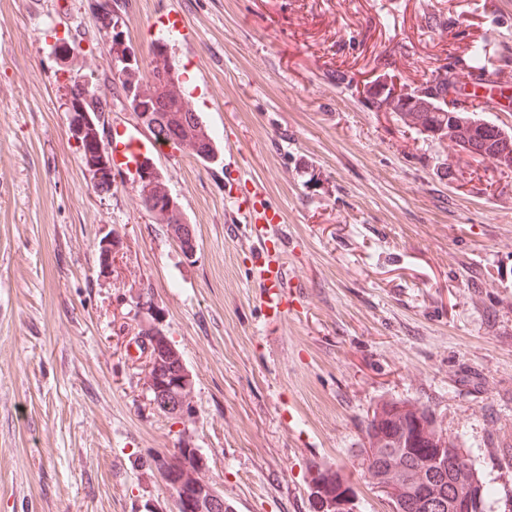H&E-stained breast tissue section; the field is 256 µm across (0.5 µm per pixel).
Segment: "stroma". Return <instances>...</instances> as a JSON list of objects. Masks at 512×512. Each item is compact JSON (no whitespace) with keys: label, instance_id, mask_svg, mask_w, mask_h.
Instances as JSON below:
<instances>
[{"label":"stroma","instance_id":"35a3bbf8","mask_svg":"<svg viewBox=\"0 0 512 512\" xmlns=\"http://www.w3.org/2000/svg\"><path fill=\"white\" fill-rule=\"evenodd\" d=\"M0 0V512H171L153 463L198 448L231 512H314L313 466L356 512H391L358 467L377 402L428 407L512 512V172L465 160L358 94L411 87L488 44L512 86V0ZM179 68L238 177L288 221L290 311L270 325L224 166L155 165L194 227L186 256L139 188L95 180L73 77L111 97L112 39L146 68L162 8ZM112 240V266L99 261ZM182 355L194 418L160 410L142 328ZM318 471L319 476H323L321 482L324 484V495L326 498H333L336 500H329L328 503H325L322 511L327 512H353L354 511V502L356 500V491L353 486L347 488L346 490L342 486L340 489V483L342 482L344 485H351V483L343 477V475L339 472V470H335L332 467H320L317 470L313 471V474L316 475ZM337 476V478H336ZM322 483L312 482L310 484L313 492H318L322 488ZM340 489L343 492L339 493L336 497V491Z\"/></svg>","mask_w":512,"mask_h":512}]
</instances>
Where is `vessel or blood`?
<instances>
[{
	"label": "vessel or blood",
	"mask_w": 512,
	"mask_h": 512,
	"mask_svg": "<svg viewBox=\"0 0 512 512\" xmlns=\"http://www.w3.org/2000/svg\"><path fill=\"white\" fill-rule=\"evenodd\" d=\"M159 152L158 141L137 129H114L108 141L107 161L113 179L133 184ZM243 231L253 241L252 270L261 288V304L270 322L282 321L288 312L287 266L280 232L286 222L283 211L267 204L257 184L240 186L226 196Z\"/></svg>",
	"instance_id": "obj_1"
}]
</instances>
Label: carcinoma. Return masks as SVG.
I'll use <instances>...</instances> for the list:
<instances>
[{"mask_svg":"<svg viewBox=\"0 0 512 512\" xmlns=\"http://www.w3.org/2000/svg\"><path fill=\"white\" fill-rule=\"evenodd\" d=\"M471 70L448 73L446 77L435 76L423 85L426 99L436 103L447 96L448 78H455L454 93L470 84L474 87H496L497 70L493 68L492 55L487 45L473 43L468 49ZM113 78L118 80V89L132 110L141 109L150 114L152 123L147 129L161 143H170L179 150L196 154L204 163L217 162L221 151L215 138L195 109L190 93L186 90L180 74L164 52L153 55L145 76L136 74L137 65L129 63L126 53H113ZM89 88V82L72 81L70 87L71 110L85 117L82 136L86 165L93 166L94 175L106 178L107 164L98 155L99 143L95 129L93 109L82 111L78 103L84 100L82 93ZM395 119L419 134L439 139L438 132L456 121H464L465 147L461 152L475 160H485L491 154L499 155L497 166L512 169V134L496 123L473 112H448L446 108H435L432 112H418L407 120L401 112ZM140 197L144 208L157 220L166 225L183 251L194 249L190 224L187 223L176 199L167 190L166 184L156 172L141 178ZM380 436L382 450L375 457L367 455V448H361L360 464L362 474H375L388 465L402 469L403 480L409 483L406 490L397 497L388 499L392 512H427L424 505L431 491L452 485L473 488L480 492L481 503H486L490 490L484 485L460 444L444 435L442 428L430 410L416 403L381 401L372 410L367 420L363 438ZM441 455L440 464L433 473L425 471L426 463ZM322 476L324 495L336 498L340 484H349L343 475L331 468H318Z\"/></svg>","mask_w":512,"mask_h":512,"instance_id":"obj_1","label":"carcinoma"}]
</instances>
